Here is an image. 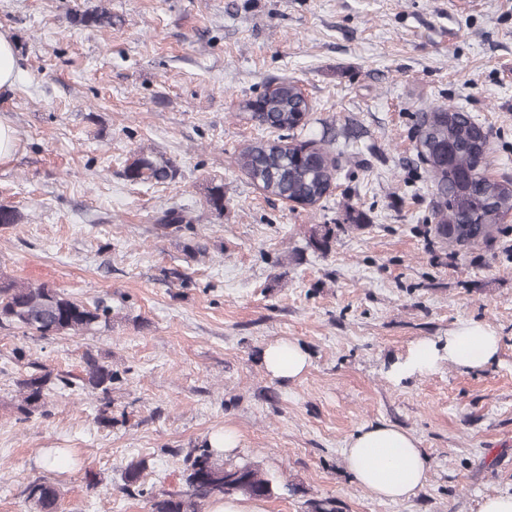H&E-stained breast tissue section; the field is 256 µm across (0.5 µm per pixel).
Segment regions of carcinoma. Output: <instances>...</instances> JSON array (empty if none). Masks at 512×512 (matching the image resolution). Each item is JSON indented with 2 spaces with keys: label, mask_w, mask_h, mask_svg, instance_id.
<instances>
[{
  "label": "carcinoma",
  "mask_w": 512,
  "mask_h": 512,
  "mask_svg": "<svg viewBox=\"0 0 512 512\" xmlns=\"http://www.w3.org/2000/svg\"><path fill=\"white\" fill-rule=\"evenodd\" d=\"M75 21L90 27L112 26V13L105 8L85 11ZM309 104L297 85L286 80L263 97L261 110L250 113L258 126L287 133L283 137L260 140L243 147L236 157L238 167L264 193L291 199L303 207H315L336 181L338 157L330 149L312 142L295 141L299 115L309 112ZM485 128L470 113L443 105H433L416 113L415 149L419 163L431 183L435 237L471 244L502 233L503 218L512 212V180H490L475 168V157L484 153ZM125 177L134 183H163L171 170L148 156L134 157L125 168ZM336 239V228L322 224L311 229L309 243L327 251ZM111 309L97 302L85 303L65 292L33 286L12 279H0V327H13L41 337L83 336L102 323L110 322ZM32 372L16 380L18 419L27 420L46 412L48 384L57 380L69 389L78 388L96 396L97 423L112 426V385L118 374L112 365L92 352L82 356L81 370L52 376L43 366L30 363ZM186 497L169 494L153 498L151 512H197V504L233 495L267 499L272 483L258 468L247 462L224 458L209 437L187 449L183 457ZM145 462L130 463L125 486H141ZM26 499L40 512H55L58 490L45 478L30 481L23 490Z\"/></svg>",
  "instance_id": "1"
}]
</instances>
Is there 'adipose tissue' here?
Returning <instances> with one entry per match:
<instances>
[{
	"label": "adipose tissue",
	"mask_w": 512,
	"mask_h": 512,
	"mask_svg": "<svg viewBox=\"0 0 512 512\" xmlns=\"http://www.w3.org/2000/svg\"><path fill=\"white\" fill-rule=\"evenodd\" d=\"M500 348L501 338L494 331L462 320L446 338L419 340L409 356L393 367L392 374L406 379L428 372L441 361L468 370L481 369L498 360ZM263 361L266 372L283 382L299 379L309 366L307 353L290 340L268 344ZM344 458L357 484L379 499L410 497L426 480L428 458L418 439L393 424L360 427L348 441Z\"/></svg>",
	"instance_id": "obj_1"
}]
</instances>
